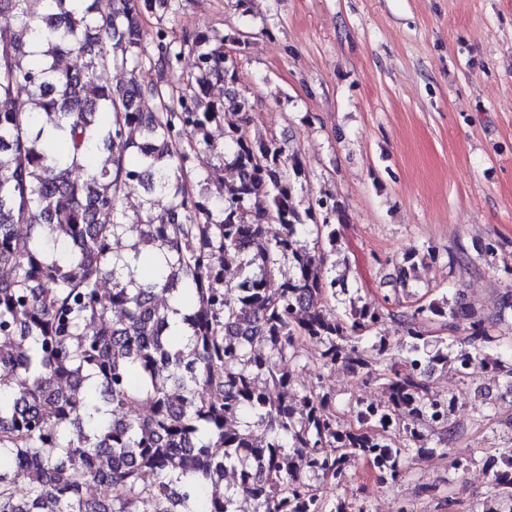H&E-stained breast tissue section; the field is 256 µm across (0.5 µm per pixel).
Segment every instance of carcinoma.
<instances>
[{
    "label": "carcinoma",
    "mask_w": 512,
    "mask_h": 512,
    "mask_svg": "<svg viewBox=\"0 0 512 512\" xmlns=\"http://www.w3.org/2000/svg\"><path fill=\"white\" fill-rule=\"evenodd\" d=\"M94 2L0 0L16 25L0 36V512H235L241 499L252 512H366L324 488L356 460L395 484L414 456L448 457L450 414L467 391L433 392L424 366L466 384L490 365L510 396L512 324L459 289L336 312L340 283L326 263L345 209L331 192L299 197L298 152L246 132L253 105L233 90L235 65L194 38L185 89L146 83L144 68L182 61L161 31L154 54L143 45L141 18L168 0H114L106 17ZM70 54L81 66L58 68ZM112 68L124 84L100 82ZM215 81L229 88L220 103ZM217 121L221 147L208 134ZM201 147L225 157L212 204L185 180L188 151ZM136 185L148 198L130 210ZM130 223L143 230L118 250ZM302 233L311 246L296 247ZM236 258L244 270L231 286L224 267ZM428 258L429 246L405 256L398 283ZM283 259L291 272L271 288ZM387 318L405 346L379 335ZM428 324L453 335L430 336ZM309 344L318 354L304 356ZM310 364L343 368L385 397L342 413L299 379ZM476 463L495 493L465 512H512V447L452 460L462 471ZM229 469L238 480L226 487Z\"/></svg>",
    "instance_id": "1"
}]
</instances>
